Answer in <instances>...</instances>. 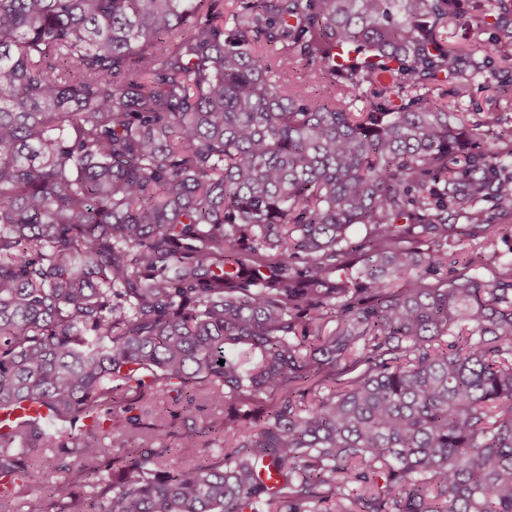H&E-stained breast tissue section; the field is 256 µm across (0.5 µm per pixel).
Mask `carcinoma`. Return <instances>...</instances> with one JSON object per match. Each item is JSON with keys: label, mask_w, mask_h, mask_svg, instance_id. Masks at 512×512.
Listing matches in <instances>:
<instances>
[{"label": "carcinoma", "mask_w": 512, "mask_h": 512, "mask_svg": "<svg viewBox=\"0 0 512 512\" xmlns=\"http://www.w3.org/2000/svg\"><path fill=\"white\" fill-rule=\"evenodd\" d=\"M234 2L0 0V410L56 423L0 436V498L512 512V263L448 266L459 220L512 217V131L472 147L428 98L484 72L455 0ZM310 63L312 98L284 78ZM204 393L222 413L181 447L224 455L186 469L135 410ZM36 448L68 459L43 496Z\"/></svg>", "instance_id": "carcinoma-1"}]
</instances>
